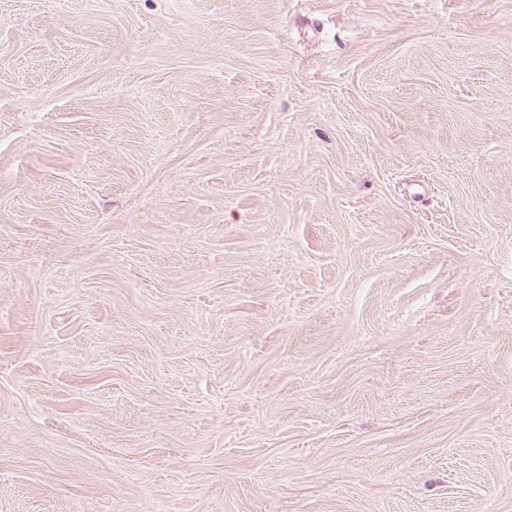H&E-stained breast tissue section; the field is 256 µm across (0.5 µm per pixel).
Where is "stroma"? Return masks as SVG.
Here are the masks:
<instances>
[{"label":"stroma","instance_id":"1","mask_svg":"<svg viewBox=\"0 0 512 512\" xmlns=\"http://www.w3.org/2000/svg\"><path fill=\"white\" fill-rule=\"evenodd\" d=\"M512 512V0H0V512Z\"/></svg>","mask_w":512,"mask_h":512}]
</instances>
